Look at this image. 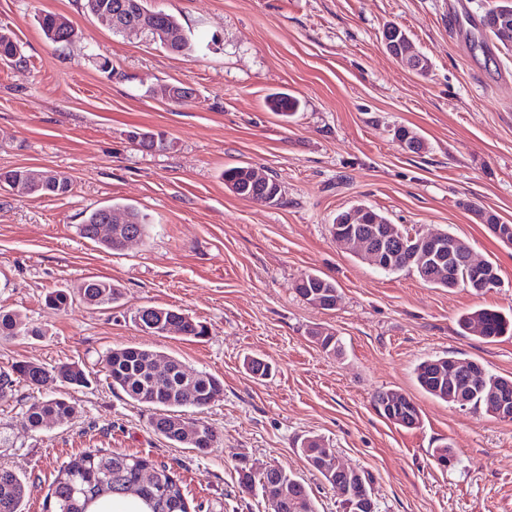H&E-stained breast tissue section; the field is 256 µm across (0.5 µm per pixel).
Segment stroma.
I'll list each match as a JSON object with an SVG mask.
<instances>
[{
  "label": "stroma",
  "instance_id": "35a3bbf8",
  "mask_svg": "<svg viewBox=\"0 0 512 512\" xmlns=\"http://www.w3.org/2000/svg\"><path fill=\"white\" fill-rule=\"evenodd\" d=\"M447 0H150L174 14L194 45L173 54L139 32L113 33L83 0H0V31L26 61L0 63V172L18 166L68 173L60 197H18L0 183V306L44 330L0 342V369L27 361L75 364L90 383L58 381L44 394L75 401L68 425H23L32 391L0 400V466L26 473L24 512H47L57 469L88 448L162 464L200 512H269L256 477L276 466L302 479L317 512H338L335 488L299 451L317 436L342 462L369 473L377 512H512V421L462 410L418 386L415 366L452 354L512 376V334L488 342L462 334L473 308L512 316V245L474 214L512 224V49L481 28L448 31ZM67 17L77 39L49 42L37 17ZM395 24L430 61L427 75L384 47ZM183 84L173 104L161 87ZM296 98L285 117L270 95ZM424 139L417 154L395 137ZM163 137L148 151L133 133ZM253 166L281 186L278 204L244 200L226 168ZM130 205L147 215L143 240L108 252L81 238L94 209ZM366 205L413 235L446 232L498 268L497 288H435L412 270L385 272L337 247V213ZM335 281L336 309L306 303L294 281ZM90 277L118 283L112 307L76 302L65 312L46 291ZM143 306L179 308L208 336H152L131 320ZM334 332L342 355L312 329ZM141 346L224 383L202 420L219 440L207 451L172 446L149 426L152 411L108 386L104 357ZM254 356L271 372L255 378ZM397 389L418 406L416 428L373 404ZM454 448L451 466L432 448Z\"/></svg>",
  "mask_w": 512,
  "mask_h": 512
}]
</instances>
